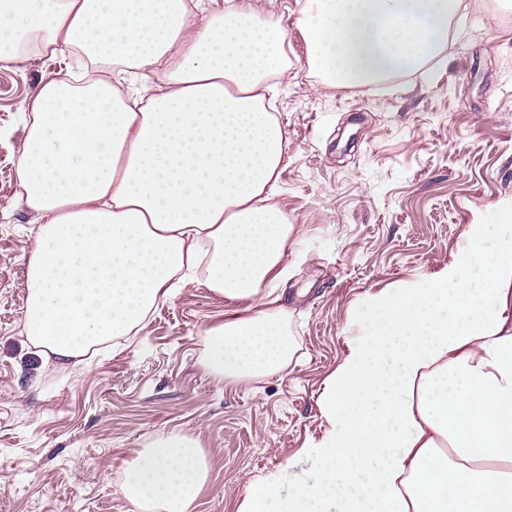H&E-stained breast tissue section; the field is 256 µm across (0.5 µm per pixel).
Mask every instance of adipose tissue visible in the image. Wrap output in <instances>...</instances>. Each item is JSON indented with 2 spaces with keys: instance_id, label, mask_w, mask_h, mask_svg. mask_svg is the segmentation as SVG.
<instances>
[{
  "instance_id": "adipose-tissue-1",
  "label": "adipose tissue",
  "mask_w": 512,
  "mask_h": 512,
  "mask_svg": "<svg viewBox=\"0 0 512 512\" xmlns=\"http://www.w3.org/2000/svg\"><path fill=\"white\" fill-rule=\"evenodd\" d=\"M462 0H305L296 29L330 86L423 66ZM288 30L264 0H224L197 23L188 0H0V62L79 55L111 72L51 77L31 96L19 199L41 223L23 332L59 369L139 332L175 278L244 303L205 332L221 382L282 372L295 235L271 204L288 140L265 105L288 66ZM158 84L142 83L144 71ZM485 228L425 283L380 291L366 333L327 380L323 467L288 497L251 482L238 512H512V233ZM198 443L155 436L126 464L134 512H191L207 484Z\"/></svg>"
}]
</instances>
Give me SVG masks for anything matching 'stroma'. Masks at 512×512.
I'll return each mask as SVG.
<instances>
[{"label": "stroma", "mask_w": 512, "mask_h": 512, "mask_svg": "<svg viewBox=\"0 0 512 512\" xmlns=\"http://www.w3.org/2000/svg\"><path fill=\"white\" fill-rule=\"evenodd\" d=\"M273 112L288 153L272 201L297 244L276 289L294 342L288 367L224 384L202 365L207 328L228 303L203 281L159 304L131 340L87 362L45 364L22 328L38 214L18 199L25 106L74 58L0 62V512H130L126 461L161 433L196 438L208 461L192 512H238L248 484L276 475L281 495L321 460L319 397L365 333L370 298L424 282L486 228L495 251L512 207V0L453 19L445 50L382 83L328 87L289 34Z\"/></svg>", "instance_id": "35a3bbf8"}]
</instances>
